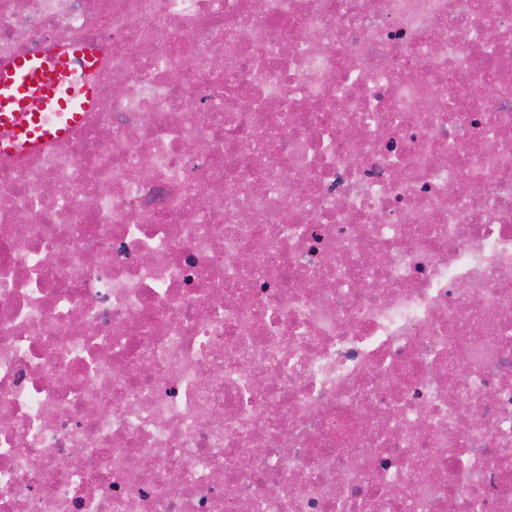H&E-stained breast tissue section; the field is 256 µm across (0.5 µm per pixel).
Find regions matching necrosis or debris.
I'll return each instance as SVG.
<instances>
[{
  "instance_id": "4bbe7bcc",
  "label": "necrosis or debris",
  "mask_w": 512,
  "mask_h": 512,
  "mask_svg": "<svg viewBox=\"0 0 512 512\" xmlns=\"http://www.w3.org/2000/svg\"><path fill=\"white\" fill-rule=\"evenodd\" d=\"M77 47L0 155V512H512V0H0Z\"/></svg>"
}]
</instances>
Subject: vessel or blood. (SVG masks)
I'll use <instances>...</instances> for the list:
<instances>
[{
    "label": "vessel or blood",
    "instance_id": "b4317fda",
    "mask_svg": "<svg viewBox=\"0 0 512 512\" xmlns=\"http://www.w3.org/2000/svg\"><path fill=\"white\" fill-rule=\"evenodd\" d=\"M91 71L97 65L93 54L75 51L46 59L22 54L0 69V154L32 147L64 137L82 124L94 96L92 85L79 92L64 90L60 77L73 65ZM58 112L60 122L43 121V110Z\"/></svg>",
    "mask_w": 512,
    "mask_h": 512
}]
</instances>
